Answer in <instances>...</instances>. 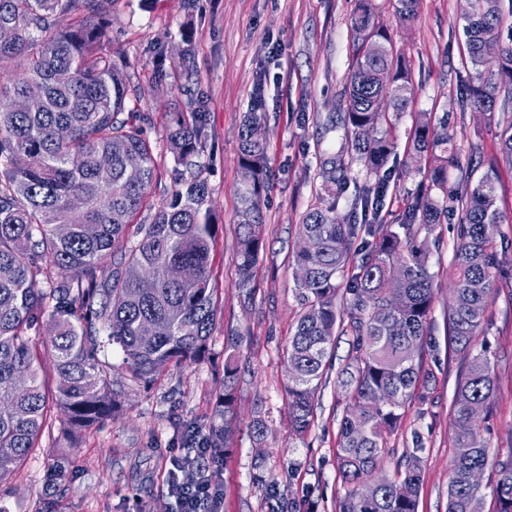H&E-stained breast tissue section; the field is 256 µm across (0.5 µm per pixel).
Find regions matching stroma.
I'll return each instance as SVG.
<instances>
[{
    "label": "stroma",
    "mask_w": 512,
    "mask_h": 512,
    "mask_svg": "<svg viewBox=\"0 0 512 512\" xmlns=\"http://www.w3.org/2000/svg\"><path fill=\"white\" fill-rule=\"evenodd\" d=\"M393 47L411 68L415 99L396 128L381 220L400 223L422 176L405 165L418 112L447 116L448 189L495 172L498 203L507 218L494 229L496 269L481 334L494 364L497 388L483 435L491 459L512 457V166L500 154L498 129L465 100L475 70L467 62L462 14L465 0H420L414 22L396 20L391 0H374ZM357 0H99L93 14L112 50L129 60L130 99L150 140L160 147L159 175L149 196L157 203L176 188L175 162L165 136L188 103L210 116L199 160L221 225L213 251L212 281L221 310L205 358L170 367L154 381L136 383L114 366L121 407L98 429L65 437L62 413L41 446L8 482L0 500L7 512H157L165 497L169 459L184 455L186 427L207 431L218 418L224 389V344L241 335L237 423L227 457L211 466L224 481L223 512H336L345 488L336 467L345 402L336 378L350 353L338 336L315 394L309 431L291 428L286 351L300 310L290 261L298 226L321 191L320 160L344 135L345 87L352 60L351 17ZM261 108L273 187L262 207L266 247L257 271L259 289L243 304L234 262L239 209V129L246 112ZM460 213L437 225L430 265L435 298L417 393L407 404L389 446L383 475L394 477L407 457L419 459L418 512H446L455 455L451 407L463 356L448 340L449 275ZM267 426L263 439L253 418ZM70 465L64 481L50 482L57 456Z\"/></svg>",
    "instance_id": "1"
}]
</instances>
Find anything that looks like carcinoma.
<instances>
[{"mask_svg": "<svg viewBox=\"0 0 512 512\" xmlns=\"http://www.w3.org/2000/svg\"><path fill=\"white\" fill-rule=\"evenodd\" d=\"M69 0H0V485L17 472L51 425L56 405L75 435L111 416L121 393L105 344L118 347L133 381L150 382L173 365L195 363L208 350L218 301L212 252L218 220L198 161L207 128L201 109L168 127L166 151L181 167L170 198L154 205L155 147L126 111L127 63L104 46L91 16L69 20ZM464 14L468 59L497 63V79L468 89L472 106L494 119L512 105V38L500 41V0H472ZM419 0H395L401 23L415 19ZM353 62L346 90L345 141L322 162L323 193L299 224L303 246L292 262L301 312L286 352L291 427L304 435L335 338L352 337L338 384L345 401L337 468L351 486L339 512H417L421 484L415 457L393 478L378 477L419 382L434 300L430 236L448 212L461 210L448 304V336L467 360L452 405L454 457L448 512H480L484 494L470 474L492 465L496 512H512V458L491 461L473 405H490L496 377L480 326L493 286L491 229L504 221L493 174L462 195H448V127L416 113L411 158L421 185L397 226L379 223L383 172L396 154V121L415 95L411 70L393 49L370 0L351 18ZM21 70L9 74V64ZM41 105H24L27 88ZM392 112H379L376 99ZM262 113L249 112L239 133L240 206L235 262L243 300L253 299L266 246L262 203L270 190L267 139L253 137ZM501 154L512 166V117L497 120ZM368 180L356 186L362 222L336 213L348 188L349 165ZM129 246L119 247L131 225ZM149 321L146 339L140 326ZM46 327L47 350L35 342ZM224 346L222 422L191 431L211 458L228 454L237 410L238 349Z\"/></svg>", "mask_w": 512, "mask_h": 512, "instance_id": "obj_1", "label": "carcinoma"}]
</instances>
